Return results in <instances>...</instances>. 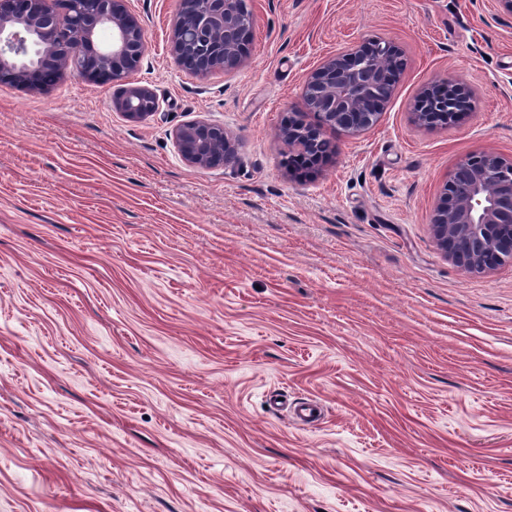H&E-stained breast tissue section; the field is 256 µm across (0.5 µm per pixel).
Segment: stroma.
<instances>
[{"mask_svg":"<svg viewBox=\"0 0 512 512\" xmlns=\"http://www.w3.org/2000/svg\"><path fill=\"white\" fill-rule=\"evenodd\" d=\"M179 4L125 2L145 120L124 84L0 81V512H512V262L465 271L432 230L462 160L512 157V13L245 0L248 56L202 77ZM377 39L404 62L378 124L294 168L308 74ZM446 75L468 112L416 125ZM198 120L224 165L179 155ZM112 106L128 119L140 120L154 114L157 101L148 87L135 85L123 89L120 96L113 99ZM175 145L181 157L199 168L224 164L229 158V143L223 126L198 121L176 130Z\"/></svg>","mask_w":512,"mask_h":512,"instance_id":"1","label":"stroma"}]
</instances>
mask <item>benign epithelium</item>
<instances>
[{"label": "benign epithelium", "instance_id": "7a95c632", "mask_svg": "<svg viewBox=\"0 0 512 512\" xmlns=\"http://www.w3.org/2000/svg\"><path fill=\"white\" fill-rule=\"evenodd\" d=\"M254 17L245 0H184L170 28L172 54L196 75L230 73L243 62ZM143 28L124 0H0V79L38 85L45 70L62 78L87 71L112 82L135 70L146 53ZM400 49L372 40L325 58L307 77L299 109L283 138L297 155L319 154L327 131L359 135L376 125L402 68ZM467 88L441 77L422 89L415 124L469 107ZM112 106L131 120L157 109L152 91L128 86ZM312 112L317 122L308 123ZM181 157L199 168L224 163V127L206 121L176 130ZM437 245L469 272H484L512 259V158L479 153L458 164L432 217Z\"/></svg>", "mask_w": 512, "mask_h": 512}]
</instances>
